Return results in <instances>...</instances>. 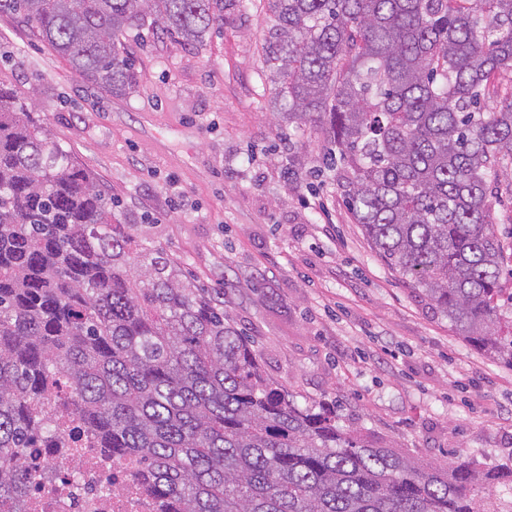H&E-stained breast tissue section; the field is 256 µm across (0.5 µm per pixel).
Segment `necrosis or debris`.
<instances>
[{
	"label": "necrosis or debris",
	"mask_w": 512,
	"mask_h": 512,
	"mask_svg": "<svg viewBox=\"0 0 512 512\" xmlns=\"http://www.w3.org/2000/svg\"><path fill=\"white\" fill-rule=\"evenodd\" d=\"M38 411L55 422L57 435L52 446L39 443L23 455L32 477L23 512H161L160 499L143 490L132 464L97 448L56 398L42 400Z\"/></svg>",
	"instance_id": "obj_1"
}]
</instances>
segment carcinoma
Returning <instances> with one entry per match:
<instances>
[{
	"instance_id": "1",
	"label": "carcinoma",
	"mask_w": 512,
	"mask_h": 512,
	"mask_svg": "<svg viewBox=\"0 0 512 512\" xmlns=\"http://www.w3.org/2000/svg\"><path fill=\"white\" fill-rule=\"evenodd\" d=\"M265 62L288 122L311 125L380 259L468 343L512 368L489 176L512 161V0H266ZM110 94L152 28L204 41L224 0H0ZM112 219V197L0 86V512L22 449L67 414L179 512H512V464L425 468L298 404L224 302Z\"/></svg>"
}]
</instances>
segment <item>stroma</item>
Instances as JSON below:
<instances>
[{"label":"stroma","instance_id":"stroma-1","mask_svg":"<svg viewBox=\"0 0 512 512\" xmlns=\"http://www.w3.org/2000/svg\"><path fill=\"white\" fill-rule=\"evenodd\" d=\"M266 0H225L203 43L119 38L136 81L107 94L0 14V84L111 194L117 223L224 295L264 373L297 402L434 466L512 458V368L464 341L376 256L345 187L316 176L315 131L283 119L262 44ZM512 265V183L491 180Z\"/></svg>","mask_w":512,"mask_h":512}]
</instances>
